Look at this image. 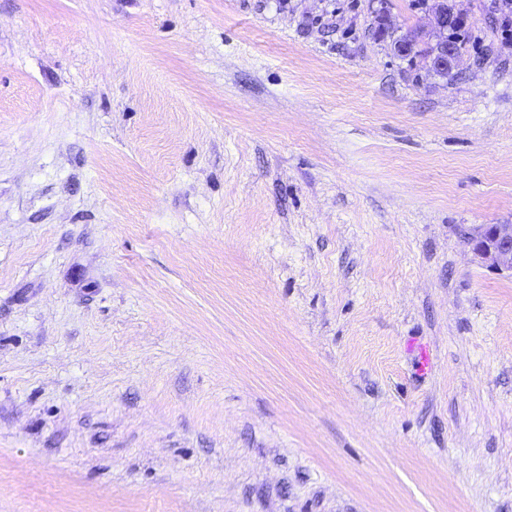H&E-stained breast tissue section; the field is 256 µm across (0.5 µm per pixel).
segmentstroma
<instances>
[{
    "label": "stroma",
    "mask_w": 512,
    "mask_h": 512,
    "mask_svg": "<svg viewBox=\"0 0 512 512\" xmlns=\"http://www.w3.org/2000/svg\"><path fill=\"white\" fill-rule=\"evenodd\" d=\"M0 0V512H512V20ZM386 14L388 31L378 32ZM426 10L432 19L434 38L438 36H447L448 41L441 44V49L438 55L433 58L435 46L432 44L426 43L424 47H420L418 37L415 35H406L405 37L396 40V42L400 43L395 46L394 52L400 56L407 53L405 57H410L411 60L417 57H422L425 60H431L433 58L430 63V71H432L436 76H444L445 71H451L458 65L461 58L459 52L466 48L469 36L466 31L460 29L457 21L452 22L448 26L447 0L427 1ZM447 29L449 31L448 34ZM402 42L407 44V52L405 45ZM448 43H452L455 47ZM463 242L475 256L512 274V223L484 224L464 231Z\"/></svg>",
    "instance_id": "35a3bbf8"
}]
</instances>
